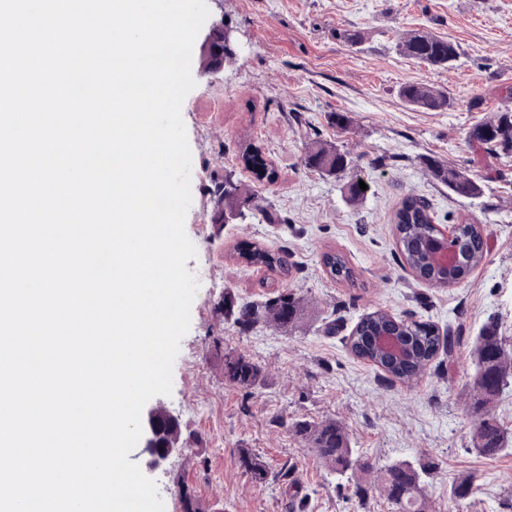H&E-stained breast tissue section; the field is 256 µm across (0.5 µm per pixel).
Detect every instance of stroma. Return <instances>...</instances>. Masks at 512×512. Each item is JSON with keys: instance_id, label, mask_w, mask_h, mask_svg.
Returning <instances> with one entry per match:
<instances>
[{"instance_id": "obj_1", "label": "stroma", "mask_w": 512, "mask_h": 512, "mask_svg": "<svg viewBox=\"0 0 512 512\" xmlns=\"http://www.w3.org/2000/svg\"><path fill=\"white\" fill-rule=\"evenodd\" d=\"M208 24L228 21L237 55L203 73L181 115L192 154V202L185 231L197 249L187 269L199 276L191 326L180 343L172 393L159 402L180 422L189 452L151 471L165 512H182L188 486L215 512H395L381 471L410 462L422 475L425 512H512V382L488 414L507 436L486 458L473 447L474 345L493 319L512 352V153L471 141L481 123L512 110V0H207ZM357 31L359 43L342 33ZM415 32L454 42L457 61L440 68L401 55ZM421 82L444 92L449 107L406 105L400 86ZM343 113L336 126L333 113ZM260 148L275 183L246 172L240 154ZM346 153L341 176L304 165L316 146ZM454 166L482 185L475 200L451 192L429 161ZM248 196L244 215L213 224V191L227 173ZM370 188L356 203L346 184ZM424 200L434 224L481 225L484 260L450 288L417 280L402 264L394 218L404 198ZM284 250L290 274L234 258L243 242ZM327 252L346 257L354 282L333 278ZM300 299L296 324L240 332L225 317V297ZM382 310L433 324L451 335L407 382L356 357L348 340L359 319ZM244 354L264 381L241 387L224 377L225 355ZM334 420L346 429L355 461L337 474L297 436L294 422ZM249 452L267 469L259 480L240 462ZM471 487L463 500L454 484Z\"/></svg>"}]
</instances>
